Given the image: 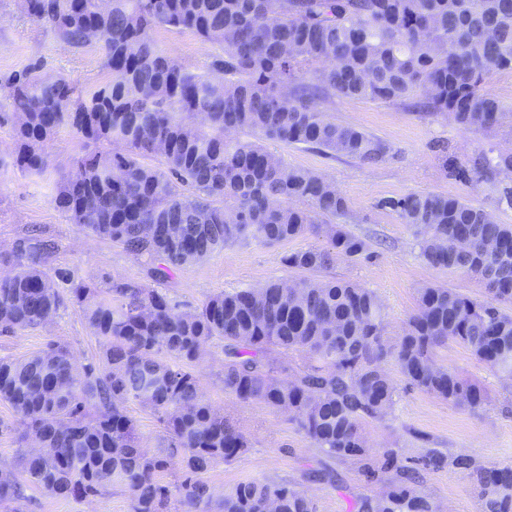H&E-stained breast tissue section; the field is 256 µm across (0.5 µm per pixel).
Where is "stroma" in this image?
I'll list each match as a JSON object with an SVG mask.
<instances>
[{"instance_id": "obj_1", "label": "stroma", "mask_w": 512, "mask_h": 512, "mask_svg": "<svg viewBox=\"0 0 512 512\" xmlns=\"http://www.w3.org/2000/svg\"><path fill=\"white\" fill-rule=\"evenodd\" d=\"M155 38L161 49L197 71L208 70L218 52L187 30H161ZM30 67L63 76L79 87L109 78L95 47L67 46L29 17L21 0H0V87L14 73ZM329 110L337 121L388 143L391 156L382 164L371 165L351 158H330L302 145L268 142V149L289 165L332 179L351 211L344 221L346 230L364 240L371 252L367 259L337 260L329 269L312 272V279L336 278L373 290L383 303L386 336L392 342L416 309L418 291L424 286L441 284L474 299H485L486 291L476 280L426 265L413 228L384 208L383 202L416 192L451 195L492 212L501 223L512 224V204L504 197L512 181L498 176L466 181L443 166L447 157L469 165L481 155H495L505 145H512V135L466 130L442 117L420 116L408 106L366 100L338 99ZM87 149L86 142L64 128L46 146L50 166L43 175L25 174L10 165L0 168V251L11 249L31 230H38L55 245L48 268L57 274L58 290L65 296L80 282L114 279L149 285L144 260L119 244L86 235L52 201L57 180L71 172L74 157ZM325 244V239L304 237L279 245L256 240L229 245L175 271L159 289L180 309L192 310L220 291L294 278L297 272L283 264V256ZM51 342L69 346L83 364L98 361L100 356V344L81 308L68 302L47 326L0 335V359L20 360ZM223 359L220 344H213L194 370L204 396L237 422L251 446L233 462L206 474L214 490H227L246 480L284 481L310 496L316 512H357L362 499L379 495L381 484L367 481L357 464L327 457L313 447L287 414L261 404H242L225 394L220 380ZM437 362L485 389L487 404L476 411L448 405L409 386L396 364L388 363L396 388L395 404L385 420L365 425L372 451L398 449L407 466L414 465L428 447L451 457L469 455L481 466L512 465V380L503 379L455 344L440 349ZM322 468L332 470L333 479L313 480V472ZM420 489L434 499L440 512H481L475 486L453 466L424 471ZM22 512H131V503L118 488L79 502L30 486L25 490Z\"/></svg>"}]
</instances>
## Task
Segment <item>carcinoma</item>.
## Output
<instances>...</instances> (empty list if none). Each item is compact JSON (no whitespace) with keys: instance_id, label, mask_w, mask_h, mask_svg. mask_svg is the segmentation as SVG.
Listing matches in <instances>:
<instances>
[{"instance_id":"1","label":"carcinoma","mask_w":512,"mask_h":512,"mask_svg":"<svg viewBox=\"0 0 512 512\" xmlns=\"http://www.w3.org/2000/svg\"><path fill=\"white\" fill-rule=\"evenodd\" d=\"M22 7L61 42L94 44L110 79L79 88L35 68L15 74L7 83L17 118L13 164L43 174L44 146L64 127L93 143L56 183L53 201L81 229L146 259L157 283L249 239H325L326 247L283 257L301 271L370 256L365 241L332 222L349 213L335 184L261 143L385 162L386 142L327 112L337 97L410 105L486 133L508 116L484 80L512 70V0H22ZM161 29L189 30L221 54L197 72L158 46ZM156 156L164 167L144 163ZM448 164L459 177H512V151L471 169L443 159ZM383 205L420 235L429 267L482 282L487 299L429 285L390 346L379 297L349 282L279 280L213 294L193 311L156 288L78 284L71 294L99 340L98 364L78 368L59 343L0 360V401L19 417V442L35 443L19 453L20 471L44 492L72 499L119 487L132 512H167L172 497L179 512H316L286 482H240L217 494L203 479L250 447L192 369L218 340L225 393L288 410L314 447L361 464L368 480L382 483L358 512H437L417 489L419 469L447 464L476 485L483 512H512V466L475 467L467 455L450 460L431 448L415 467L399 464L394 448L374 459L363 431L394 405L392 359L409 385L472 411L487 403L486 392L437 364L436 350L460 345L512 379V225L446 195L411 193ZM53 249L33 234L0 252V335L44 327L63 305L46 271ZM294 352L308 363L290 374L280 357ZM130 402L158 418L163 450L143 445ZM176 459L183 475L169 486L161 475ZM23 495L14 469L0 465V505Z\"/></svg>"}]
</instances>
